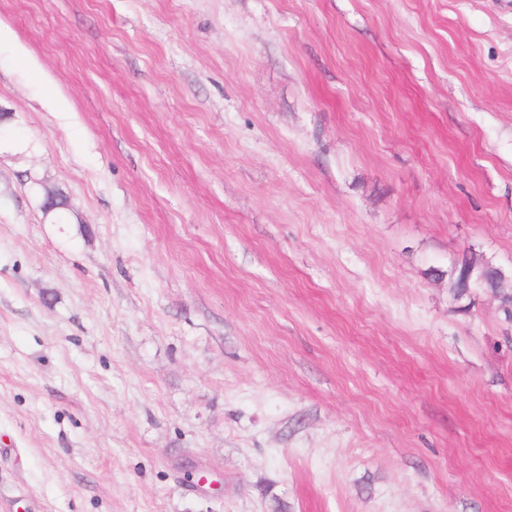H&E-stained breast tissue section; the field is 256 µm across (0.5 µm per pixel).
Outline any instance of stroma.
I'll return each mask as SVG.
<instances>
[{"label":"stroma","mask_w":512,"mask_h":512,"mask_svg":"<svg viewBox=\"0 0 512 512\" xmlns=\"http://www.w3.org/2000/svg\"><path fill=\"white\" fill-rule=\"evenodd\" d=\"M0 27V512H512V0Z\"/></svg>","instance_id":"stroma-1"}]
</instances>
